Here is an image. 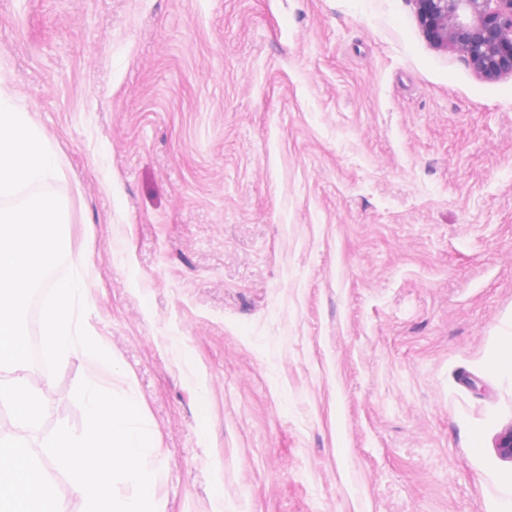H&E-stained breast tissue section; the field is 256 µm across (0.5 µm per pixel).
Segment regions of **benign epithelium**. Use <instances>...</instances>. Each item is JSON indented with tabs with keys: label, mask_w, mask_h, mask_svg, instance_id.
I'll return each instance as SVG.
<instances>
[{
	"label": "benign epithelium",
	"mask_w": 512,
	"mask_h": 512,
	"mask_svg": "<svg viewBox=\"0 0 512 512\" xmlns=\"http://www.w3.org/2000/svg\"><path fill=\"white\" fill-rule=\"evenodd\" d=\"M428 39L482 77L512 75V0H414Z\"/></svg>",
	"instance_id": "1"
}]
</instances>
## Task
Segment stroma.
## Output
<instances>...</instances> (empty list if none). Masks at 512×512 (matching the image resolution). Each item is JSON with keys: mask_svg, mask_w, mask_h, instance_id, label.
Here are the masks:
<instances>
[{"mask_svg": "<svg viewBox=\"0 0 512 512\" xmlns=\"http://www.w3.org/2000/svg\"><path fill=\"white\" fill-rule=\"evenodd\" d=\"M0 85L47 185L165 512H499L512 460V76L413 0H0Z\"/></svg>", "mask_w": 512, "mask_h": 512, "instance_id": "stroma-1", "label": "stroma"}]
</instances>
